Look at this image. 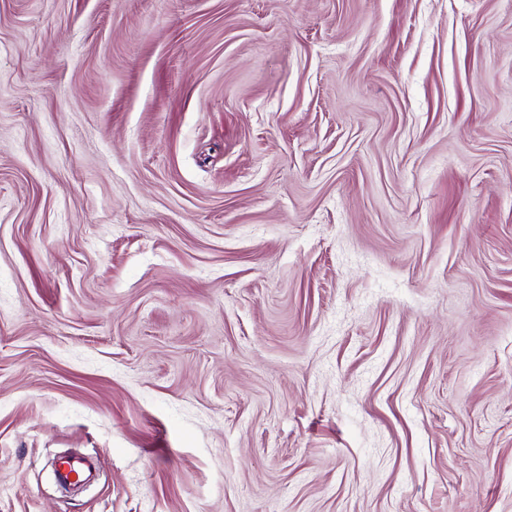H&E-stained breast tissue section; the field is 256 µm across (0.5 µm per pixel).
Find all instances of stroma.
Segmentation results:
<instances>
[{"label": "stroma", "instance_id": "stroma-1", "mask_svg": "<svg viewBox=\"0 0 512 512\" xmlns=\"http://www.w3.org/2000/svg\"><path fill=\"white\" fill-rule=\"evenodd\" d=\"M0 512H512V0H0Z\"/></svg>", "mask_w": 512, "mask_h": 512}]
</instances>
